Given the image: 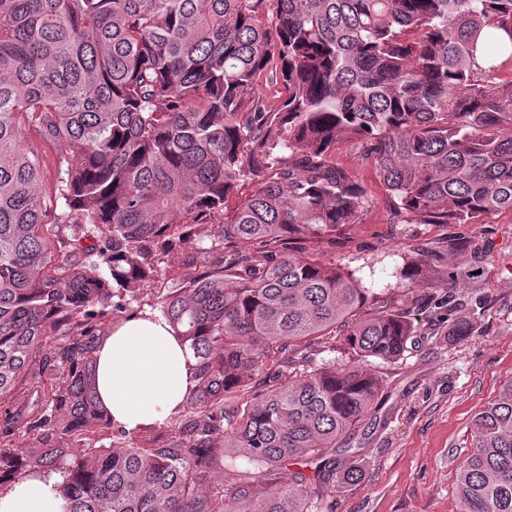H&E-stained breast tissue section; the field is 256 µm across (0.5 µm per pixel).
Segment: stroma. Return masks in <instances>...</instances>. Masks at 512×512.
Here are the masks:
<instances>
[{
    "label": "stroma",
    "mask_w": 512,
    "mask_h": 512,
    "mask_svg": "<svg viewBox=\"0 0 512 512\" xmlns=\"http://www.w3.org/2000/svg\"><path fill=\"white\" fill-rule=\"evenodd\" d=\"M334 158L367 192L363 219L288 251L361 278L377 295L365 311L405 313L415 333L399 363L371 365L384 390L336 454L337 469L355 466L363 477L337 491L331 512H459L456 468L473 419L512 380V212L477 224H395L386 188L356 142L338 140ZM197 248L190 242L162 256L153 279L127 294L128 310L161 301L186 262H202ZM408 263L414 277L396 276ZM471 310L474 336L449 341L454 318Z\"/></svg>",
    "instance_id": "stroma-1"
}]
</instances>
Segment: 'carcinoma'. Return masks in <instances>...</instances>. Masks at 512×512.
<instances>
[{
    "label": "carcinoma",
    "instance_id": "cac0c4a2",
    "mask_svg": "<svg viewBox=\"0 0 512 512\" xmlns=\"http://www.w3.org/2000/svg\"><path fill=\"white\" fill-rule=\"evenodd\" d=\"M20 116L60 146L51 197ZM341 137L396 224L512 211V0H0V400L55 376L37 413L0 412V488L60 471L63 512H324L362 480L335 455L383 388L364 363L402 359L414 323L360 313L356 278L285 251L359 222ZM49 222L68 225L65 248ZM199 224L217 225L201 253L219 257L159 304L197 360L167 420L180 438L56 447L111 428L92 378L101 311L125 309ZM474 330L458 316L448 336ZM338 334L341 359L312 363L311 342ZM21 432L36 446L11 445ZM230 454L255 472L206 487ZM290 462L313 478L283 480ZM456 490L460 512H512V380L475 416Z\"/></svg>",
    "mask_w": 512,
    "mask_h": 512
}]
</instances>
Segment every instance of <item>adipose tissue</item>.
I'll return each instance as SVG.
<instances>
[{"label": "adipose tissue", "instance_id": "1", "mask_svg": "<svg viewBox=\"0 0 512 512\" xmlns=\"http://www.w3.org/2000/svg\"><path fill=\"white\" fill-rule=\"evenodd\" d=\"M94 377L112 424L131 435L177 414L196 384L192 350L165 319L148 310L126 317L96 344ZM57 472L0 489V512H61Z\"/></svg>", "mask_w": 512, "mask_h": 512}]
</instances>
